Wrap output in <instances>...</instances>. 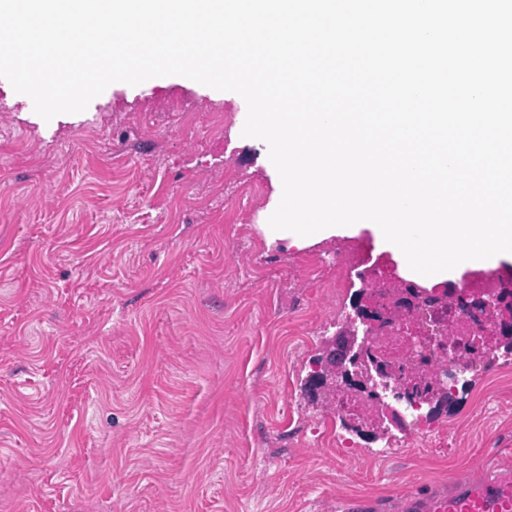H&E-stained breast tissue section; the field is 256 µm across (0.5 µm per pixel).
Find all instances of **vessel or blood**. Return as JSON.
<instances>
[{"instance_id": "obj_1", "label": "vessel or blood", "mask_w": 512, "mask_h": 512, "mask_svg": "<svg viewBox=\"0 0 512 512\" xmlns=\"http://www.w3.org/2000/svg\"><path fill=\"white\" fill-rule=\"evenodd\" d=\"M424 512H512V474L505 472L481 482H462L448 495L432 497Z\"/></svg>"}]
</instances>
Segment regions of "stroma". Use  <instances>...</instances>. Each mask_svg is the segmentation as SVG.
<instances>
[{"instance_id":"35a3bbf8","label":"stroma","mask_w":512,"mask_h":512,"mask_svg":"<svg viewBox=\"0 0 512 512\" xmlns=\"http://www.w3.org/2000/svg\"><path fill=\"white\" fill-rule=\"evenodd\" d=\"M175 91L242 131L240 95L182 76L41 123L0 78V512H414L512 465L510 355L459 390L442 448L351 436L307 395L358 286H306L303 251L197 203L223 168L165 167L190 142L123 120ZM231 160L266 211L275 174L253 139Z\"/></svg>"}]
</instances>
